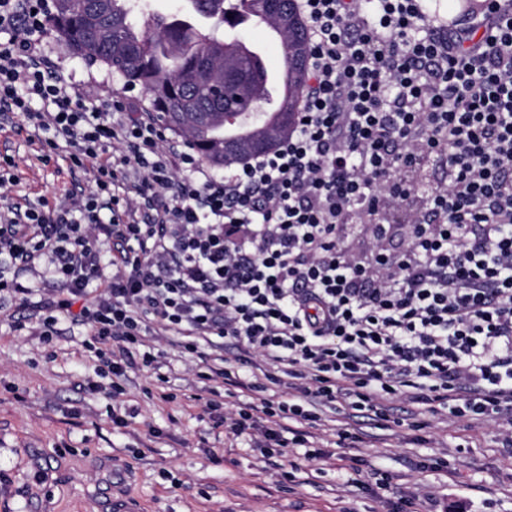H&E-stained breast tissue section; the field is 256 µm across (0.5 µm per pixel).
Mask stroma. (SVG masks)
Instances as JSON below:
<instances>
[{"label": "stroma", "instance_id": "1", "mask_svg": "<svg viewBox=\"0 0 512 512\" xmlns=\"http://www.w3.org/2000/svg\"><path fill=\"white\" fill-rule=\"evenodd\" d=\"M43 43L79 92L103 85L149 109L140 89L125 87L104 65L73 56L54 34ZM42 141L20 118L0 114V157L12 158L16 177L7 188L10 202L55 205L90 192V170H70L59 156L41 162ZM0 310L23 322L19 328L0 322V512H75L91 498L102 512H387L346 484L355 475L372 484L387 472L406 485L429 483L448 512H512V449L493 425L432 416L430 443L412 441L404 425L364 443L361 474L347 459L321 468L303 461L288 479L264 462L259 437L226 435L195 402V395L224 384L198 356L181 352L177 337L158 345L173 401L156 396L153 370L129 371L124 400L137 416L123 428L113 424L112 402L102 392L111 378L98 375L93 352L82 346L84 327L63 324L46 343L34 335L31 308L6 300ZM422 457L445 466L418 473L413 464Z\"/></svg>", "mask_w": 512, "mask_h": 512}]
</instances>
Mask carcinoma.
I'll return each instance as SVG.
<instances>
[{
  "label": "carcinoma",
  "mask_w": 512,
  "mask_h": 512,
  "mask_svg": "<svg viewBox=\"0 0 512 512\" xmlns=\"http://www.w3.org/2000/svg\"><path fill=\"white\" fill-rule=\"evenodd\" d=\"M50 30L77 57L99 62L116 72L130 87L139 88L153 111L174 130L186 132L201 159L214 167H231L257 155L255 142L266 139L274 148L290 126L303 93L308 34L295 0H255L268 24H279L283 12L290 25L281 28L284 68L292 75V106L262 131L227 138L220 113L236 111V100L210 92V78L224 77V49L218 48V25L231 14L245 23L249 0H182L178 11L156 15L137 26L145 5L138 0H54ZM234 65L245 72L241 83L225 89L248 100L263 99L259 63Z\"/></svg>",
  "instance_id": "carcinoma-1"
}]
</instances>
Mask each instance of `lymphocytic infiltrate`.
Returning a JSON list of instances; mask_svg holds the SVG:
<instances>
[{
	"instance_id": "f902f5d3",
	"label": "lymphocytic infiltrate",
	"mask_w": 512,
	"mask_h": 512,
	"mask_svg": "<svg viewBox=\"0 0 512 512\" xmlns=\"http://www.w3.org/2000/svg\"><path fill=\"white\" fill-rule=\"evenodd\" d=\"M484 3L448 27L425 0H298V122L217 176L128 100L90 105L59 74L50 0H0V112L51 131L43 162L64 147L95 165L72 208L0 196V292L37 304L42 341L84 326L118 378L155 365L156 337L206 346L258 397L228 410L216 392L205 411L266 459L326 463L312 429L345 415L334 448H356L397 409L491 422L512 447V14ZM436 160L447 181L421 188ZM388 211L407 222L345 248L352 215ZM17 263L43 267V299L6 277Z\"/></svg>"
}]
</instances>
